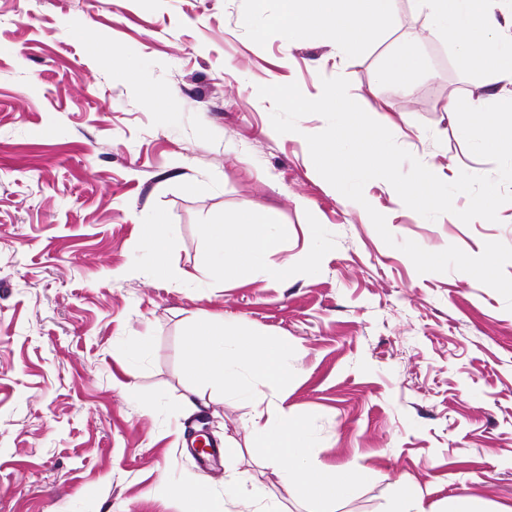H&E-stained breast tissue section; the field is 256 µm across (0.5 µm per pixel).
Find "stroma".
<instances>
[{
    "instance_id": "obj_1",
    "label": "stroma",
    "mask_w": 512,
    "mask_h": 512,
    "mask_svg": "<svg viewBox=\"0 0 512 512\" xmlns=\"http://www.w3.org/2000/svg\"><path fill=\"white\" fill-rule=\"evenodd\" d=\"M279 8L0 0V512H182L168 483L218 494L232 475L308 512L258 456L253 402L180 369L182 330L211 316L299 346L282 399L317 415L319 463L353 461L369 479L335 512H388L403 488L428 512L464 496L512 512V311L466 273H418L317 173L306 143L275 132L257 94L294 82L310 97L344 76L361 107L389 103L396 142L452 181L495 167L469 151L448 98L508 100L512 85L460 69L416 0L336 63L320 32L289 45L267 22ZM402 37L423 60L409 92L385 74ZM364 195L397 240L426 250L512 246V202L498 222L466 224L426 220L382 182ZM244 202L293 230L270 263L307 253L312 268L285 282L215 277L203 228ZM156 214L169 263L195 281L154 274L141 226ZM198 397L204 415H185ZM205 425L238 458L187 448L182 429Z\"/></svg>"
}]
</instances>
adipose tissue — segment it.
Wrapping results in <instances>:
<instances>
[{"mask_svg": "<svg viewBox=\"0 0 512 512\" xmlns=\"http://www.w3.org/2000/svg\"><path fill=\"white\" fill-rule=\"evenodd\" d=\"M281 8L272 17L289 43H296L312 29L325 33L341 56L360 53L384 28L397 26V0H280ZM427 9L432 29L458 46V64L462 69H481L495 81L512 84V40L503 39L500 23L492 13L490 0H420ZM142 240L156 271L168 278L194 281L192 272L176 269L168 263L170 237L163 215L157 214L142 225ZM214 270L238 280L265 279L283 282L296 272L290 262L269 264L291 233L284 224L271 223L266 212L240 205L225 213L219 224L204 228ZM172 495L183 503V512H225L227 502L247 500L254 512H278L276 504L262 487L247 485L236 476L224 483L223 497H215L197 483L170 485Z\"/></svg>", "mask_w": 512, "mask_h": 512, "instance_id": "obj_1", "label": "adipose tissue"}]
</instances>
